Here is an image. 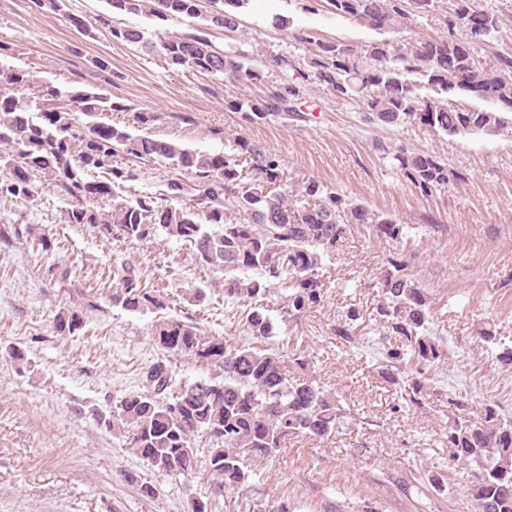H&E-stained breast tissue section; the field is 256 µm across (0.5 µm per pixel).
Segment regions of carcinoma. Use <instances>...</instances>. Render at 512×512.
Segmentation results:
<instances>
[{
    "label": "carcinoma",
    "mask_w": 512,
    "mask_h": 512,
    "mask_svg": "<svg viewBox=\"0 0 512 512\" xmlns=\"http://www.w3.org/2000/svg\"><path fill=\"white\" fill-rule=\"evenodd\" d=\"M113 12L145 14L160 21L198 20L193 32L156 41L143 29L111 24L112 39L158 53L176 69L208 74L233 85L262 81L272 70L281 83L256 97L228 102L249 124L272 117L305 118L311 78L334 97L362 106L368 120L384 127L414 123L437 135H512V50L490 49L501 19L479 0H453L439 14L442 30L415 43L381 40L356 51L323 42L300 29L294 39L313 46L306 67L286 54L251 57L222 49L211 30L233 31L249 0H105ZM343 18L362 17L379 31H393L418 15L439 10L440 0H303ZM0 45V201L29 199L47 182L69 202L65 222L86 224L118 241L145 242L163 231L189 244L198 264L223 274L224 302L238 311L245 341L213 336L195 324L160 316L152 339L165 353L222 368L221 381L175 382L172 366L157 361L142 373L141 390L119 401L98 421L109 431L131 433L130 444L151 469L195 480L209 493L192 500L191 512H214L215 497L246 496L251 466L272 460L291 438L324 441L341 432L351 412L341 397L312 375L307 349L291 341L288 324L323 303L330 263L351 226L380 240L399 242L410 226L376 213L316 180L304 182L294 202L279 156L239 141L236 151L209 153L176 139L139 135L101 120L127 108L90 90L46 87L42 104L20 94L31 75L8 64ZM295 71L297 77L288 75ZM476 98L485 108H466L452 97ZM397 168L423 197L465 175L428 152H400ZM159 163L171 176L158 194L119 199L141 166ZM378 300L367 313L350 305L332 328L345 352L360 350L377 335L376 369L394 387L393 411L420 408L433 373L447 363L448 346L431 332L434 298L390 255L377 277ZM112 305L131 312L168 308L165 292L146 285L128 266L117 272ZM83 313L68 308L53 320L58 336H76ZM398 347L386 346L391 337ZM478 344L498 362L512 365V344L487 329ZM460 411L448 426V464L468 466L466 484L476 512H512V414L483 405L475 423L465 401L448 398ZM206 444L199 456L197 438Z\"/></svg>",
    "instance_id": "obj_1"
}]
</instances>
